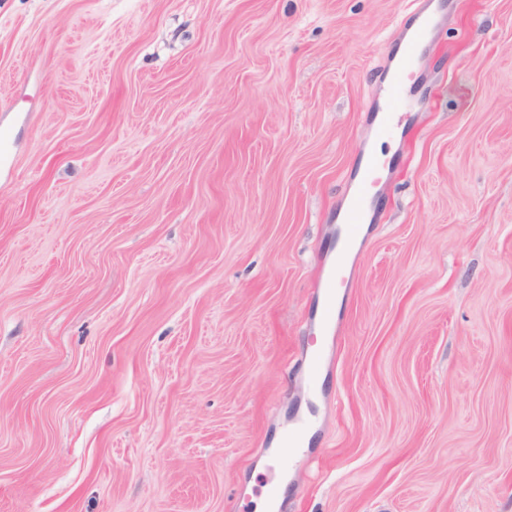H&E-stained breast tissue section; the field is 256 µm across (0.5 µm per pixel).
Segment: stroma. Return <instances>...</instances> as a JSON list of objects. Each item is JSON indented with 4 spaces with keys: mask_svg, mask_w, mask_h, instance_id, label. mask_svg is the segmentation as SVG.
<instances>
[{
    "mask_svg": "<svg viewBox=\"0 0 512 512\" xmlns=\"http://www.w3.org/2000/svg\"><path fill=\"white\" fill-rule=\"evenodd\" d=\"M440 3L378 138L412 0H0V512H512V0ZM433 20L425 17L422 23L408 36L403 53L393 72L384 79L382 102L377 112L376 133L389 136L400 125L405 114L412 108L407 85L412 77V66L427 42ZM385 171L384 164L371 151H366L357 171V185L343 207V228L341 229L340 256L338 264L330 269L324 281L326 303L323 324L326 328L333 318L336 288L346 251L353 245L361 224L373 199V190L380 183ZM310 427L308 420H301L289 431L280 448L281 464L285 469H288L289 462L295 459L299 454L302 447V441L307 434Z\"/></svg>",
    "mask_w": 512,
    "mask_h": 512,
    "instance_id": "35a3bbf8",
    "label": "stroma"
}]
</instances>
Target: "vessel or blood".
Listing matches in <instances>:
<instances>
[{"label": "vessel or blood", "instance_id": "vessel-or-blood-1", "mask_svg": "<svg viewBox=\"0 0 512 512\" xmlns=\"http://www.w3.org/2000/svg\"><path fill=\"white\" fill-rule=\"evenodd\" d=\"M432 26L431 19L422 23L408 36L403 53L391 75L384 80L382 102L378 108L377 134L388 136L400 125L405 114L412 108L407 85L412 77V66L427 42ZM385 171L384 164L373 153H365L357 171V184L348 202L343 207V228L339 240L341 250H348L363 224L373 191L380 183ZM310 427L309 421L302 420L289 431L279 450L282 464H289L301 449L302 441Z\"/></svg>", "mask_w": 512, "mask_h": 512}]
</instances>
